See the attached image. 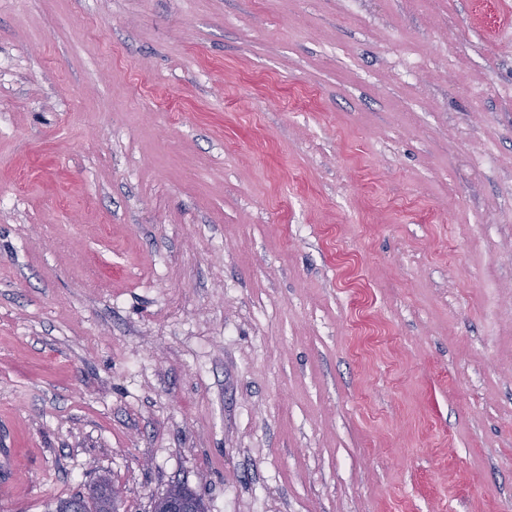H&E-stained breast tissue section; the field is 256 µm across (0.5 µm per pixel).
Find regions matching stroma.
Returning <instances> with one entry per match:
<instances>
[{"instance_id":"35a3bbf8","label":"stroma","mask_w":512,"mask_h":512,"mask_svg":"<svg viewBox=\"0 0 512 512\" xmlns=\"http://www.w3.org/2000/svg\"><path fill=\"white\" fill-rule=\"evenodd\" d=\"M512 512V0H0V512ZM75 499L83 501L82 512H114L113 499L115 507L119 510V499L116 491L108 481H102L90 490L88 496L77 495L60 504L57 512H63L62 509L72 505ZM163 496L169 497L165 503L166 512H182L184 511L183 500L176 497L185 498L190 502L195 510L193 512H204V505L202 499L192 490L186 487L175 486L167 491Z\"/></svg>"}]
</instances>
